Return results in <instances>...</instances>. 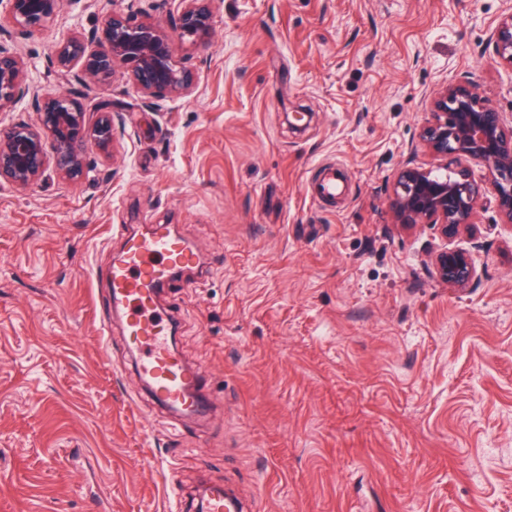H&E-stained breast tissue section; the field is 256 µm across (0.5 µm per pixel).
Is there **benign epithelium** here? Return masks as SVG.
<instances>
[{"label": "benign epithelium", "mask_w": 512, "mask_h": 512, "mask_svg": "<svg viewBox=\"0 0 512 512\" xmlns=\"http://www.w3.org/2000/svg\"><path fill=\"white\" fill-rule=\"evenodd\" d=\"M20 27L43 28L62 10L64 0H6ZM174 19L183 40L206 43L213 29L212 0H178ZM494 60L512 67V11L492 26ZM56 62L65 68L80 66L75 77L83 82L112 79L116 67L131 66L132 79L150 99L188 94L191 75L174 59L166 32L157 24L113 14L88 40L72 36L54 48ZM31 93L22 60L0 43V111ZM434 120L422 128L419 139L433 156L445 161L437 168L405 166L392 184L389 206L392 223L404 231L431 224L444 239L474 227L476 210L486 188L463 167L446 160L464 157L479 161L490 175L497 210L512 227V122L483 97L471 82L444 81L428 97ZM40 123L16 122L0 131V182L25 188L54 173L63 179L82 175L81 144L97 141L113 145L123 119L112 108H100L90 118L83 106L67 94L37 100ZM477 252L436 250L428 255L430 273L451 289L465 290L479 278Z\"/></svg>", "instance_id": "7a95c632"}]
</instances>
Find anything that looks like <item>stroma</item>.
<instances>
[{"mask_svg": "<svg viewBox=\"0 0 512 512\" xmlns=\"http://www.w3.org/2000/svg\"><path fill=\"white\" fill-rule=\"evenodd\" d=\"M206 44L173 36L187 97L127 70L83 87L54 45L108 15L171 31L176 0H64L0 29L39 97L107 101L124 128L85 169L0 183V512H512V228L486 192L472 233L391 222L426 96L470 81L512 118L492 25L512 0H213ZM35 96V97H36ZM336 171L343 196L311 198ZM171 224L207 276L160 295L204 374L203 422L160 407L108 307L122 226ZM481 247L455 292L428 252Z\"/></svg>", "mask_w": 512, "mask_h": 512, "instance_id": "35a3bbf8", "label": "stroma"}]
</instances>
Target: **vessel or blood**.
<instances>
[{
    "label": "vessel or blood",
    "instance_id": "b4317fda",
    "mask_svg": "<svg viewBox=\"0 0 512 512\" xmlns=\"http://www.w3.org/2000/svg\"><path fill=\"white\" fill-rule=\"evenodd\" d=\"M200 263L170 225L127 235L109 272L110 298L125 321L128 345L140 354L139 374L168 409L200 418L206 413L204 378L170 344V317L157 304L160 289L176 286L179 273Z\"/></svg>",
    "mask_w": 512,
    "mask_h": 512
}]
</instances>
